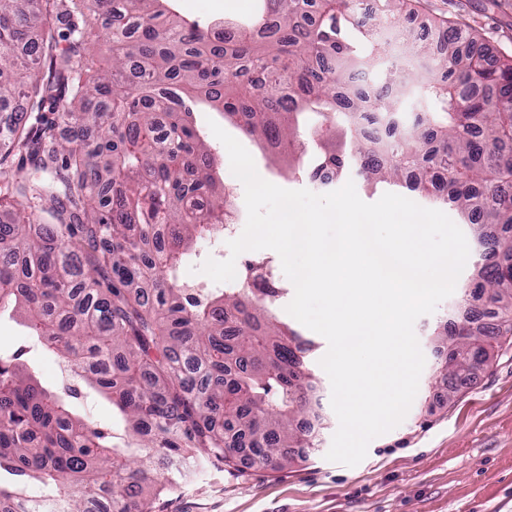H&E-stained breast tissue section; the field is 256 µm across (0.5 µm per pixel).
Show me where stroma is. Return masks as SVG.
<instances>
[{
    "label": "stroma",
    "instance_id": "35a3bbf8",
    "mask_svg": "<svg viewBox=\"0 0 512 512\" xmlns=\"http://www.w3.org/2000/svg\"><path fill=\"white\" fill-rule=\"evenodd\" d=\"M255 6L256 0H176L181 15L203 24L249 17ZM452 20L478 34L490 59H512V0H406L399 16L412 37L432 42ZM196 122L217 159L219 178L233 193L238 224L247 219L244 187L211 123L239 140L263 179L320 192V185L299 173L297 159L271 155L264 142L243 135L219 109L200 105ZM457 303L450 296L417 319L414 330L425 357L418 392L403 422L373 439L360 464L347 467L326 458L338 420L330 380L321 370L320 420L306 462L277 470L252 460L229 470L193 467L154 502L153 512H512V349L472 370L456 397L445 399L437 372L443 354L428 339L456 316ZM19 349L44 387L60 392L72 384L66 364L34 346L21 319H0V351Z\"/></svg>",
    "mask_w": 512,
    "mask_h": 512
}]
</instances>
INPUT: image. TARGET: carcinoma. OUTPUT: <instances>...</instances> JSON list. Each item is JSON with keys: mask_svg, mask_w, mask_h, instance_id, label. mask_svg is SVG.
Here are the masks:
<instances>
[{"mask_svg": "<svg viewBox=\"0 0 512 512\" xmlns=\"http://www.w3.org/2000/svg\"><path fill=\"white\" fill-rule=\"evenodd\" d=\"M248 23L213 36L169 0H0V316L112 402L118 444L65 395L0 356V512H151L198 459L282 467L313 445L300 421L316 378L314 344L270 311L281 288L220 289L183 302L177 269L225 223L229 193L195 129L206 101L280 153L298 142L304 173L405 186L449 203L480 250L451 337L448 394L472 363L512 344V59L448 24L440 53L411 42L401 0H380L381 30L356 0H261ZM99 27L112 67L96 69ZM432 61L424 107L403 118L404 68L359 74L384 38ZM66 45H61V42ZM350 149L333 146L336 132ZM22 149L25 157L14 160Z\"/></svg>", "mask_w": 512, "mask_h": 512, "instance_id": "cac0c4a2", "label": "carcinoma"}]
</instances>
